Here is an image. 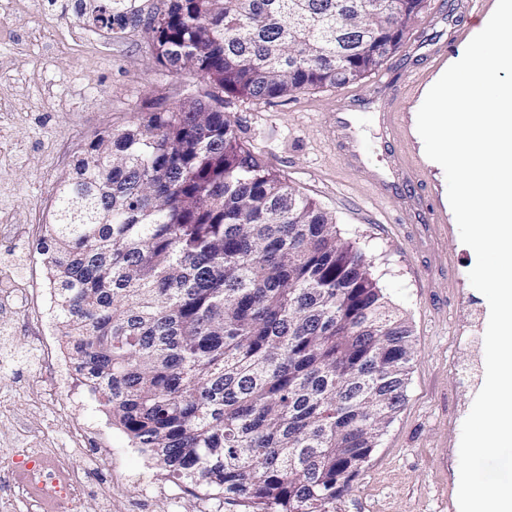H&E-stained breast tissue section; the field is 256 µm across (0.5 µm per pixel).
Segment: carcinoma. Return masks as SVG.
Returning <instances> with one entry per match:
<instances>
[{
  "mask_svg": "<svg viewBox=\"0 0 512 512\" xmlns=\"http://www.w3.org/2000/svg\"><path fill=\"white\" fill-rule=\"evenodd\" d=\"M428 0H167L156 62L255 101L377 70ZM121 0L96 7L105 28ZM190 93L85 145L42 246L66 357L132 448L242 512H336L400 411L411 329L238 122Z\"/></svg>",
  "mask_w": 512,
  "mask_h": 512,
  "instance_id": "carcinoma-1",
  "label": "carcinoma"
}]
</instances>
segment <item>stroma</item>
Masks as SVG:
<instances>
[{"label":"stroma","instance_id":"1","mask_svg":"<svg viewBox=\"0 0 512 512\" xmlns=\"http://www.w3.org/2000/svg\"><path fill=\"white\" fill-rule=\"evenodd\" d=\"M471 2L429 0L403 45L359 82L221 100L265 165L335 215L412 329L405 403L336 512H459L461 430L484 384L489 305L469 281L476 257L460 238L444 170L426 156L416 118L426 86L477 33L483 16ZM125 3L124 27L109 30L77 0H0V279L25 293L21 308L0 304V461L27 443L69 447L84 424L112 451L110 512H238L156 469L89 391L71 396L78 382L52 320L44 226L78 152L138 113L173 109L188 91L210 88L157 64L145 21L165 0ZM352 99L374 103L358 117L359 172L344 164L334 137L336 110ZM385 179L400 195L381 194Z\"/></svg>","mask_w":512,"mask_h":512}]
</instances>
